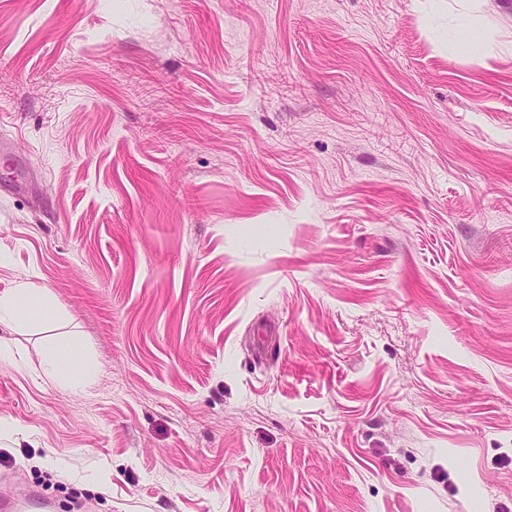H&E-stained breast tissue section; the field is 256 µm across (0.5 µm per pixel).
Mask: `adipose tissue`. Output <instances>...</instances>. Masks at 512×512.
<instances>
[{
  "mask_svg": "<svg viewBox=\"0 0 512 512\" xmlns=\"http://www.w3.org/2000/svg\"><path fill=\"white\" fill-rule=\"evenodd\" d=\"M60 320L58 308L45 289L21 282L0 292V327L18 330L38 323L44 331H52ZM45 373L65 385H73L74 375L82 362V352L75 347L63 348L44 344L37 352Z\"/></svg>",
  "mask_w": 512,
  "mask_h": 512,
  "instance_id": "adipose-tissue-1",
  "label": "adipose tissue"
}]
</instances>
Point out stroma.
<instances>
[{"instance_id": "obj_1", "label": "stroma", "mask_w": 512, "mask_h": 512, "mask_svg": "<svg viewBox=\"0 0 512 512\" xmlns=\"http://www.w3.org/2000/svg\"><path fill=\"white\" fill-rule=\"evenodd\" d=\"M21 281L0 497L512 512V0H0ZM59 320V309L43 288L19 282L0 292V327L18 330L36 322L49 332ZM44 372L58 382L77 388L73 375L78 371L82 362V352L79 348H62L56 343H45L37 352Z\"/></svg>"}]
</instances>
